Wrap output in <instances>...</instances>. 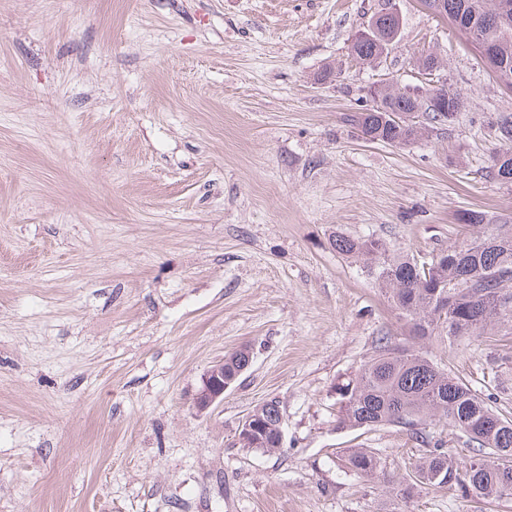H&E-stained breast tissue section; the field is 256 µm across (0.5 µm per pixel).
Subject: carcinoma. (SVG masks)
Listing matches in <instances>:
<instances>
[{
  "mask_svg": "<svg viewBox=\"0 0 512 512\" xmlns=\"http://www.w3.org/2000/svg\"><path fill=\"white\" fill-rule=\"evenodd\" d=\"M445 17L454 26L470 25L469 44L491 42L497 65L488 68L499 84L512 90V0H443ZM402 18L377 13L368 28L358 32L351 45L352 58L372 64L388 54ZM453 111L428 112V120L448 122L467 107L466 99L453 89ZM372 106L348 118L359 135L371 141L407 145L421 127L414 114L424 101L390 83L370 90ZM495 131L503 146L492 157L490 174L512 187V117L498 119ZM336 250L362 260L399 315L410 335L424 340L437 333L448 338L481 335L502 322H512V227L464 244L450 245L437 261H421L398 255L380 239L338 236ZM339 422L349 428L399 426L429 448L414 480L400 489L405 499L420 488L450 486L461 497L489 501L512 490V416H505L461 378L448 373L411 347H391L380 352L358 373L337 387ZM446 420L464 438L472 456L459 463L424 425ZM261 426L253 435L255 447L271 451L278 440L273 409L260 412ZM345 461L357 473L376 477L383 471L381 459L368 448L348 451Z\"/></svg>",
  "mask_w": 512,
  "mask_h": 512,
  "instance_id": "obj_1",
  "label": "carcinoma"
}]
</instances>
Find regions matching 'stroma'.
Returning a JSON list of instances; mask_svg holds the SVG:
<instances>
[{"mask_svg":"<svg viewBox=\"0 0 512 512\" xmlns=\"http://www.w3.org/2000/svg\"><path fill=\"white\" fill-rule=\"evenodd\" d=\"M391 2L388 55L352 61ZM424 54L466 110L363 140L349 115L375 84L422 85ZM510 115L422 0H0V512H479L396 496L426 453L405 429L339 428L338 385L414 339L333 239L422 259L512 224L489 175ZM243 345L250 369L198 412ZM421 349L512 414V324ZM271 399L281 447H244ZM353 448L383 477L347 468ZM243 348H247L249 350V360L231 380H224V369L227 370L228 374H233L236 370L241 368L248 358V354L244 351H240L232 356H225V363L224 360H222L212 365L207 370L202 380L201 389L198 391L194 399V405L198 411H206L216 402L222 401L224 399V393L235 384L246 370L249 369L252 362L250 349L248 347H242L236 351Z\"/></svg>","mask_w":512,"mask_h":512,"instance_id":"35a3bbf8","label":"stroma"}]
</instances>
